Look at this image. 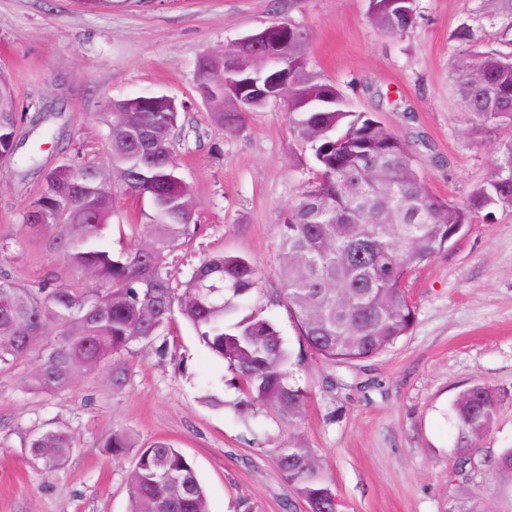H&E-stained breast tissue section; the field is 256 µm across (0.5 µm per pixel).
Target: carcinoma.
I'll return each instance as SVG.
<instances>
[{"mask_svg":"<svg viewBox=\"0 0 512 512\" xmlns=\"http://www.w3.org/2000/svg\"><path fill=\"white\" fill-rule=\"evenodd\" d=\"M370 19L383 33L406 32L417 22L415 0H370ZM297 30L288 23V59L254 55L248 70L265 82L288 71L295 90L289 129L317 164L315 178L285 214L279 244L282 297L299 331V352L255 307L261 288L250 258L208 255L184 288L172 286L166 258L195 233L197 204L192 185L179 173L178 105L166 95L145 94L117 100L104 113L105 163L78 152L43 171L39 196L21 221L0 229L6 242L47 237L66 268L100 284L77 288L52 274L33 287L0 272V376L35 353L37 364L24 377L33 392L67 391L81 373L106 363L118 389L127 380L123 355L156 344L177 311L236 373L239 413L262 409L288 425V443L270 449L289 490L286 512L296 502L308 512H345L331 474L301 431L308 393L292 368L306 354L331 367L357 366L410 336L416 311L405 290L408 275L480 216L512 209V135L498 142L490 176L466 202L451 203L429 190L414 153L374 113L354 110L339 89L336 98L325 99L329 83L308 74L307 42L296 38ZM457 39L462 49L451 82L467 114L468 135L511 131L512 58L473 53L469 30L459 31ZM225 56L208 52L202 86L215 106L224 103ZM478 69L485 74L480 84ZM237 105L243 111L210 113L226 135L243 131L246 113L265 107L262 100ZM19 140L12 88L0 73L1 162L14 161ZM115 185L151 206L140 240L117 258L102 246ZM507 404L512 390L482 382L451 400L450 473L470 484L474 497L505 502L503 512H512V447L479 451ZM29 447L44 469L53 470L67 461L73 443L63 432L46 431L34 435ZM106 447L117 456L135 443L127 431L115 430ZM128 512H208L192 462L172 443L157 440L139 452Z\"/></svg>","mask_w":512,"mask_h":512,"instance_id":"carcinoma-1","label":"carcinoma"}]
</instances>
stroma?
I'll return each mask as SVG.
<instances>
[{
	"instance_id": "stroma-1",
	"label": "stroma",
	"mask_w": 512,
	"mask_h": 512,
	"mask_svg": "<svg viewBox=\"0 0 512 512\" xmlns=\"http://www.w3.org/2000/svg\"><path fill=\"white\" fill-rule=\"evenodd\" d=\"M415 6L416 27L386 35L370 23L369 0H0V69L14 88L24 148L47 169L77 150L105 161L100 115L109 101L153 93L182 103L176 151L195 187L198 231L169 256L168 275L178 286L204 256L239 253L253 260L270 297L280 288L283 217L315 161L291 137L285 103L249 113L232 137L211 125L195 92L197 60L280 21L308 29L310 67L356 110L376 113L414 152L429 189L460 204L492 171L497 140L465 134L466 112L450 79L455 34L466 27L473 49L512 53V13L497 0ZM44 103L56 112L31 129L28 118ZM39 190V175L22 180L14 167H0V226L18 223ZM146 207L116 193L103 238L110 253L132 246ZM0 271L32 285L51 273L90 285L39 235L0 249ZM405 287L416 309L411 335L339 369L346 389H323L329 369L319 361L297 369L309 390L303 434L346 512H480L469 487L449 474L448 405L474 381L512 387V211L468 225ZM166 344L164 357L146 347L126 354L127 383L117 392L106 365L58 395L22 387L32 358L0 379V512H127L139 451L112 459L105 444L116 429L145 445L166 440L180 448L209 512H237L244 498L262 512H284L289 491L268 450L287 439V428L263 412L239 417L233 372L182 318L170 324ZM48 430L74 443L67 463L52 471L28 446L32 434Z\"/></svg>"
}]
</instances>
